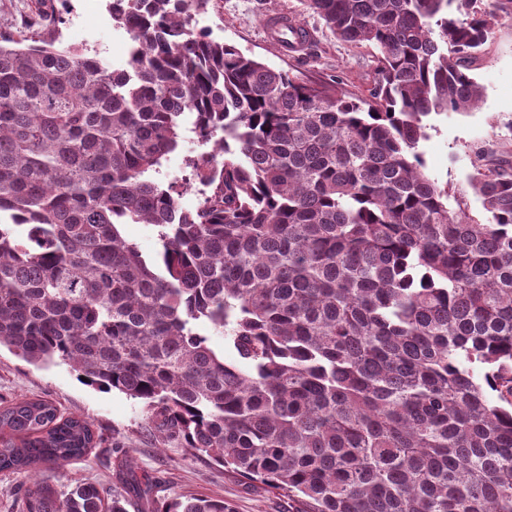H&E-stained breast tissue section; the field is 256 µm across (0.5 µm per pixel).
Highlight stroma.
Here are the masks:
<instances>
[{"label":"stroma","instance_id":"obj_1","mask_svg":"<svg viewBox=\"0 0 512 512\" xmlns=\"http://www.w3.org/2000/svg\"><path fill=\"white\" fill-rule=\"evenodd\" d=\"M54 2L64 19L60 31L65 41L98 52L113 66H125L129 46L123 31L112 24L107 0ZM278 11L288 12L309 29L313 43L306 54L284 56L265 38L263 19ZM195 22L211 38L233 43L290 76L309 82L338 79L340 90L353 98L368 96L376 79L377 50L336 39L301 0H210ZM473 74L482 87L480 104L434 117L420 149L429 175L461 197L480 219L484 216L481 202L468 185L474 150L486 146L512 156V18H496L493 37L483 46ZM22 397L45 398L64 413L89 419L102 438L86 458L48 471V479L59 490H68L78 481L113 488L112 443L118 440L125 444L127 460L138 478L157 481V500L218 497L232 512H298L300 508L284 491L249 480L189 449L161 444L146 431L141 404L125 394L85 385L68 365L36 367L1 348L0 407Z\"/></svg>","mask_w":512,"mask_h":512}]
</instances>
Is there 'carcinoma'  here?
I'll return each instance as SVG.
<instances>
[{
	"mask_svg": "<svg viewBox=\"0 0 512 512\" xmlns=\"http://www.w3.org/2000/svg\"><path fill=\"white\" fill-rule=\"evenodd\" d=\"M208 2L108 0L123 68L64 42L53 0L0 34V346L141 402L161 443L302 512H512V162L474 151L481 222L420 151L433 116L480 101L491 15L481 0H302L378 49L356 101L196 30ZM186 130L202 147L190 178L163 179ZM124 224L154 225V258ZM99 445L46 400L0 408V471L30 481L21 512L148 495L133 475L109 497L41 477Z\"/></svg>",
	"mask_w": 512,
	"mask_h": 512,
	"instance_id": "obj_1",
	"label": "carcinoma"
}]
</instances>
